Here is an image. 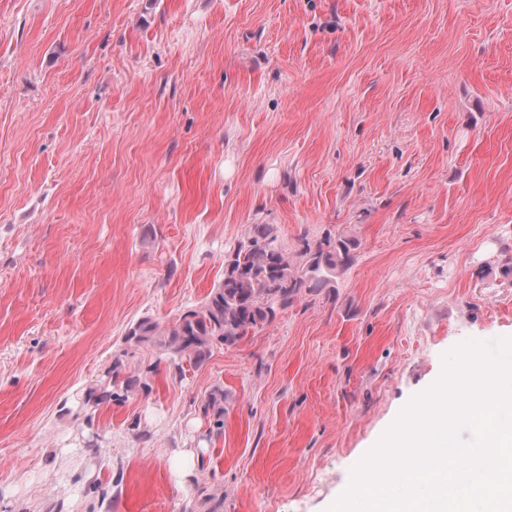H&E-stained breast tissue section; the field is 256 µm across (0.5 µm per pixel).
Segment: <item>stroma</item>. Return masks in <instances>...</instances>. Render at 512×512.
Here are the masks:
<instances>
[{"label":"stroma","mask_w":512,"mask_h":512,"mask_svg":"<svg viewBox=\"0 0 512 512\" xmlns=\"http://www.w3.org/2000/svg\"><path fill=\"white\" fill-rule=\"evenodd\" d=\"M253 224L355 260L85 413ZM510 265L512 0H0V512H327L444 354L512 336ZM205 417L213 420L214 428L220 432L224 428V390L215 388L201 405Z\"/></svg>","instance_id":"stroma-1"}]
</instances>
